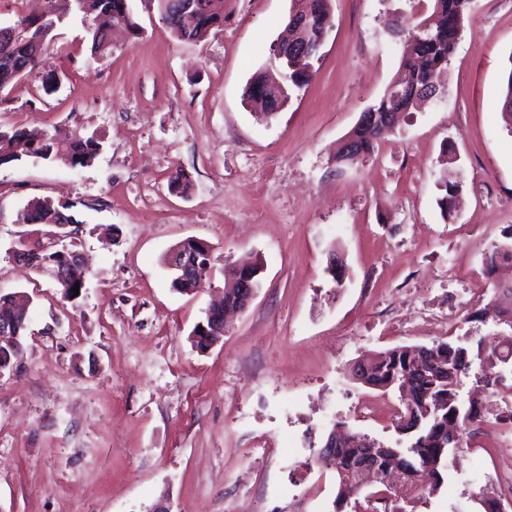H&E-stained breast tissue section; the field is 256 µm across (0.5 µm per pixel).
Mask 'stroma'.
I'll return each mask as SVG.
<instances>
[{
	"label": "stroma",
	"mask_w": 512,
	"mask_h": 512,
	"mask_svg": "<svg viewBox=\"0 0 512 512\" xmlns=\"http://www.w3.org/2000/svg\"><path fill=\"white\" fill-rule=\"evenodd\" d=\"M138 37L90 52L82 15L65 18L42 77L0 91V130H80L104 149L88 166L25 157L0 166V295L32 298L16 372L0 376V512H334L336 480L316 462L336 422L392 443L393 392L352 380L371 351L470 342L466 286L491 284L485 258L512 226V0H475L443 91L401 113L396 132L351 166L339 142L378 101L404 55L394 25L432 0H332L311 84L265 117L244 100L292 0H224L201 42L172 37L158 0H129ZM463 184L438 206L445 169ZM183 172L189 184L173 192ZM71 204L64 243L89 264L72 301L11 256L32 199ZM194 237L225 264L262 266L260 288L224 337L189 335L211 299L174 290L169 250ZM346 269L342 287L327 273ZM377 402L371 416L357 399ZM512 444L472 437L448 457L436 495L414 512H484Z\"/></svg>",
	"instance_id": "35a3bbf8"
}]
</instances>
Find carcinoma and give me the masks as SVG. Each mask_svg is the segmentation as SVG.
<instances>
[{"instance_id": "carcinoma-1", "label": "carcinoma", "mask_w": 512, "mask_h": 512, "mask_svg": "<svg viewBox=\"0 0 512 512\" xmlns=\"http://www.w3.org/2000/svg\"><path fill=\"white\" fill-rule=\"evenodd\" d=\"M74 8L92 21L89 27L91 51L104 55L110 48L107 30L122 26L136 36L139 24L134 20L128 0H73ZM322 0H295L297 9L308 17L304 41L312 51L303 58L292 57L288 79L280 89L267 87L268 79L263 72L253 76L245 88V96L266 94L278 107H284L289 90L303 88L313 79V63L326 34L331 27L330 12L321 10ZM474 7V0H435L434 11L443 16L440 30L428 35L420 30L425 20H420L407 33L413 38L412 50L400 63L396 74V88L401 91L399 106L408 112L425 97L434 96L440 89V76L448 66L456 44L464 30L465 19ZM161 20L171 35L180 41H202L212 30L224 26V0H203V6L190 16L169 8ZM60 23V17L48 10L36 18H20L14 24L19 38L0 41V91L27 73L44 68L50 34ZM393 133V128L380 122L357 133V151L365 156L378 142ZM103 149L101 138L92 134H73L62 137L37 129L15 128L0 130V158L18 161L31 155H40L49 162H64L72 166L92 163ZM444 195L439 200L443 213H450L451 198L461 189L462 181H441ZM72 208L70 204H56L49 199H33L26 205L24 223L46 225L54 223L57 210ZM507 245H498L489 258L493 272L506 269L511 272L503 280L505 292L512 296V226L503 233ZM412 346H398L358 361L352 369V377L364 384L382 389L399 390L413 387L415 399L400 400L401 409L395 420V428L406 435V445L387 444L368 438L359 432L351 433L349 444L336 449V456L328 464L336 475L339 490L334 504L336 512H342L347 500L354 499L351 512H377L376 504L387 506V512H406L407 502L414 489L427 484L432 495L444 484L443 472L448 469V425L464 432L479 410V399L464 403L459 398L458 385L461 376L468 373L473 359L481 362L509 365L512 362L493 352L477 350L470 355L469 349L457 342L437 341L428 347L431 351L425 359H418ZM367 462L377 465L378 479L375 490L364 495L367 506L359 507L356 496L362 492L357 484L358 470Z\"/></svg>"}]
</instances>
